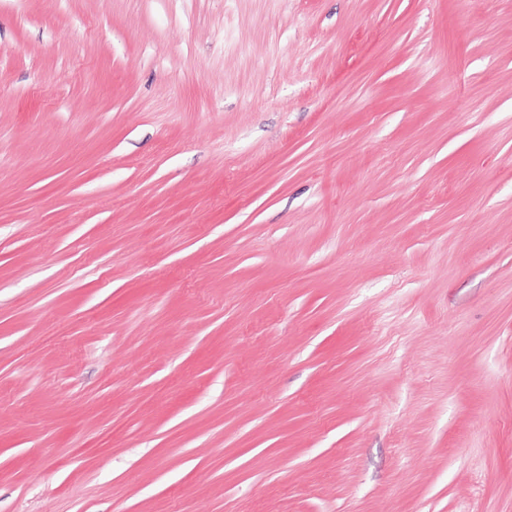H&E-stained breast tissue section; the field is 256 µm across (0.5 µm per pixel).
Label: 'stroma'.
<instances>
[{"mask_svg": "<svg viewBox=\"0 0 512 512\" xmlns=\"http://www.w3.org/2000/svg\"><path fill=\"white\" fill-rule=\"evenodd\" d=\"M0 512H512V0H0Z\"/></svg>", "mask_w": 512, "mask_h": 512, "instance_id": "stroma-1", "label": "stroma"}]
</instances>
